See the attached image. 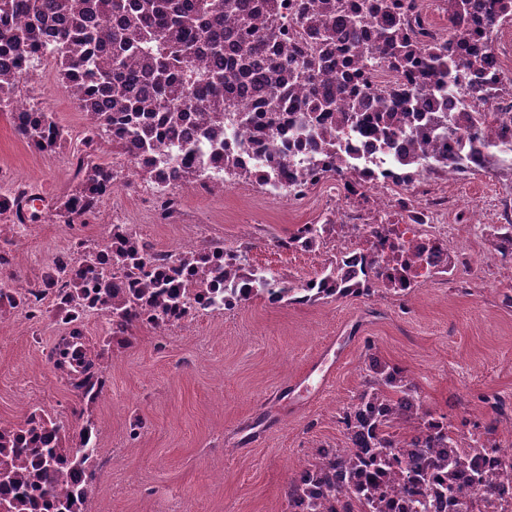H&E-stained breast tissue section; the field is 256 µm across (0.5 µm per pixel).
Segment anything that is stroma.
Returning a JSON list of instances; mask_svg holds the SVG:
<instances>
[{
  "label": "stroma",
  "mask_w": 512,
  "mask_h": 512,
  "mask_svg": "<svg viewBox=\"0 0 512 512\" xmlns=\"http://www.w3.org/2000/svg\"><path fill=\"white\" fill-rule=\"evenodd\" d=\"M17 93L47 108L71 146L46 157L17 133L10 113L0 112V171L56 202L77 184L72 150L87 119L52 60L31 70ZM448 193V221L459 227L453 270L407 297L382 289L287 305L256 296L162 338L137 327L129 343L113 347L105 364L111 388L96 410L112 454L99 492L109 512H288L284 486L313 448L341 442L339 414L360 390L372 352L404 368L425 405L452 422L481 420L482 396L500 397L508 410L497 439L512 450V258L491 237L492 225L512 222V169L468 175L449 183ZM332 202L321 190L294 203L240 186L186 195L182 222L163 224L128 182L80 233L96 239L116 217L168 250L190 225L205 224L214 239L245 251L251 265L299 285L321 272L333 250L291 252L277 242L317 223ZM70 235L39 214L23 251L38 265ZM56 334L47 323L34 329L0 318V425L18 422L31 407L75 424L80 399L45 369ZM134 417L141 422L135 437Z\"/></svg>",
  "instance_id": "stroma-1"
}]
</instances>
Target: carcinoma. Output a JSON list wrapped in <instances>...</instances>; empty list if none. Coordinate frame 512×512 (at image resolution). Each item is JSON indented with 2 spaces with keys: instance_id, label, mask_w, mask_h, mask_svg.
<instances>
[{
  "instance_id": "obj_1",
  "label": "carcinoma",
  "mask_w": 512,
  "mask_h": 512,
  "mask_svg": "<svg viewBox=\"0 0 512 512\" xmlns=\"http://www.w3.org/2000/svg\"><path fill=\"white\" fill-rule=\"evenodd\" d=\"M300 20L309 29L314 47L295 58L282 38V0H0V107L13 112L16 129L41 151L61 148L62 128L47 109L28 106L18 114L16 88L23 75L45 58L55 61L61 84L77 107L95 117L77 151L76 170L82 190L69 197L63 222L82 221L97 210L99 196L112 180V168L93 159V145L100 134L125 154L147 156L161 138L177 142L165 161L172 176L188 178L197 172L196 159L204 146L210 161L224 162V113L241 112L238 90L254 95L255 111L274 114L288 111V100L307 88L309 112H341V123L359 127L357 105L337 109L344 89L324 84L323 63L332 56L336 38L356 40L364 13L343 0H302ZM401 0H381L368 7L374 19L375 40L370 57L386 54L400 63L413 53L414 42L401 22ZM448 44H437L419 77L434 93L446 84L435 74H448ZM379 122L388 128L419 111L405 100L390 106L378 101ZM489 108L472 117L471 127L490 134L494 125ZM497 248L512 256V224L500 227ZM255 287L238 297L242 304L254 296H267L271 282L280 285L278 302L308 303L348 296L375 294L367 270L354 277L340 260L330 261L317 275L294 287L256 269ZM152 292L160 305L158 315L176 308L183 296L181 279L156 280ZM143 306L135 301L113 304L119 328L138 324ZM488 408L483 422L463 419L454 424L448 415L424 404L417 383L396 364L369 355L365 381L354 402L339 416L342 442L312 451L302 473L284 488L288 508L309 512H371L385 493L403 486H418L423 494L440 491L455 502L464 489L483 490V476L471 474L459 484L456 473L465 466L467 435L478 431L490 448L500 449L495 438L505 402L482 396ZM450 447L434 459L437 448ZM407 450L409 466L398 470L392 452ZM88 455L74 457L63 447H0V466L7 478L0 482V505L6 512H22L9 499L16 483L40 484L46 496L61 480L58 466L79 471ZM345 488L336 490L337 473Z\"/></svg>"
}]
</instances>
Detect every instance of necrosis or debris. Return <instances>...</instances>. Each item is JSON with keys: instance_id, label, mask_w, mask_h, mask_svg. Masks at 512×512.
I'll list each match as a JSON object with an SVG mask.
<instances>
[{"instance_id": "obj_1", "label": "necrosis or debris", "mask_w": 512, "mask_h": 512, "mask_svg": "<svg viewBox=\"0 0 512 512\" xmlns=\"http://www.w3.org/2000/svg\"><path fill=\"white\" fill-rule=\"evenodd\" d=\"M500 12L499 0H482L475 9L462 7L449 21L451 36L445 39L429 20L426 0L416 3L418 57H427L432 45L444 41L456 62L441 102L455 122V131L464 138L462 145L449 143L447 133L439 130L430 132L422 143L407 127L391 137L376 131L374 107L382 97L418 103L422 110L417 121L427 123L430 90L399 65L384 62L375 71H366L363 61L346 50L337 53L336 66L325 68L324 79L346 84L349 99L366 103L361 128L343 127L334 112L306 118L299 104L281 113L279 123L260 130L228 114L224 117L228 159L223 167L205 161L197 178L161 180L159 164L170 147L165 141L153 151L152 162L132 158L136 177L143 188H154L157 208L170 219L180 215L181 196L187 190L208 196L247 184L274 198L299 200L312 186L330 184L337 203L326 209L325 233L335 238L337 254L345 257L351 269L371 264L376 284L389 282L397 275L391 259L396 245L411 266V280H423L430 265L418 264V254L442 264L448 257L449 237L456 232L446 221L447 196L425 192L424 179L430 172L453 177L455 156L473 158L465 116L484 94H491L507 130L505 137L489 138L491 151L512 160V83L504 80L501 64L512 45L496 38L498 27L492 19ZM8 184V179L0 180V315L23 324L59 325L60 334L46 354L48 369L70 390L82 393L88 404L104 401L110 387L103 354L111 350L119 333L112 320L113 288L148 287L158 277L181 272L184 259H194L198 266L184 279L188 303L160 319L143 315V326L163 335L191 316L223 315V244L200 234L161 251L147 247L134 225L122 220L107 225L92 243L74 240L53 250L39 263L35 278L18 286L21 269L28 263L20 244L29 227L21 219L39 203L31 195L14 196ZM93 318L103 326L95 338L85 332L86 321ZM475 458L488 480L487 494L466 498L459 506L431 495L422 509L416 497L395 492L387 495L382 512H512V489L504 485L500 454L481 448Z\"/></svg>"}]
</instances>
